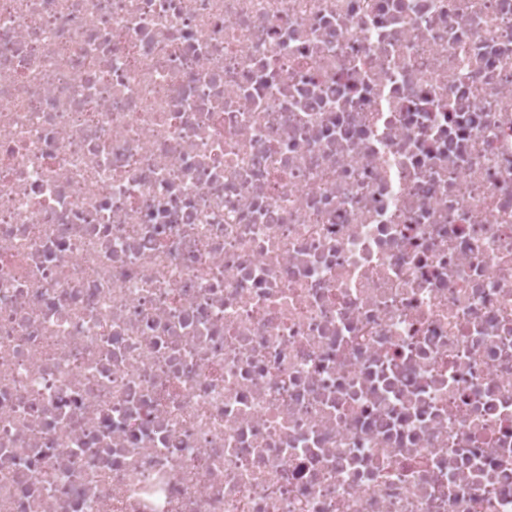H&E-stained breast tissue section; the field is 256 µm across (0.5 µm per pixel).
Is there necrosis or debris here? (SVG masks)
I'll return each mask as SVG.
<instances>
[{"mask_svg": "<svg viewBox=\"0 0 512 512\" xmlns=\"http://www.w3.org/2000/svg\"><path fill=\"white\" fill-rule=\"evenodd\" d=\"M0 512H512V0H0Z\"/></svg>", "mask_w": 512, "mask_h": 512, "instance_id": "1", "label": "necrosis or debris"}]
</instances>
